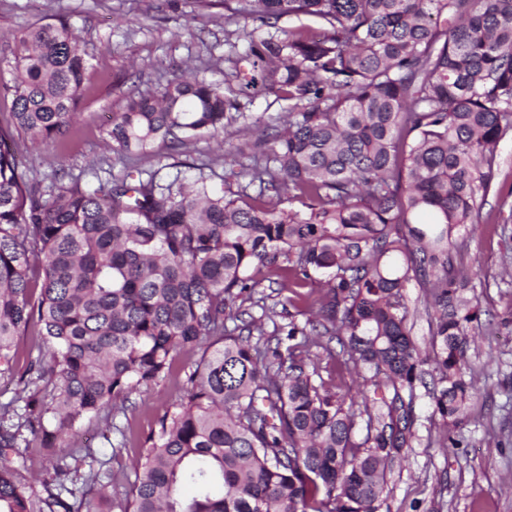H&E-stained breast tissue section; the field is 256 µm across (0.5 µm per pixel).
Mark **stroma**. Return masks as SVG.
Returning a JSON list of instances; mask_svg holds the SVG:
<instances>
[{
  "label": "stroma",
  "mask_w": 512,
  "mask_h": 512,
  "mask_svg": "<svg viewBox=\"0 0 512 512\" xmlns=\"http://www.w3.org/2000/svg\"><path fill=\"white\" fill-rule=\"evenodd\" d=\"M61 19L87 53L80 117L66 141L19 138L20 171L46 190L55 184L60 157L67 180L84 187L96 185L95 170L120 175L126 161L108 147L113 112L127 92L156 91L190 65L197 77L222 84L225 96L236 99L232 124L221 140L202 136L180 148L158 145L136 163L165 179L178 173L190 178L196 166L211 165L216 188L236 197L240 163L254 155L259 139L281 128L292 103L233 77L231 61L246 43L226 21L224 0H0V60L11 56L13 32ZM495 182L497 191L489 195L479 223L461 229L463 246L454 255L455 266L469 272L465 295L479 311L465 368L475 390L461 423L445 430L432 415L424 387H417V437L387 476L380 512H512V276L504 269L512 254V213L500 208L497 197L512 189L511 135L499 145ZM201 355L197 348L179 350L172 373L135 397L126 413L109 422L83 418L64 436L73 447L91 445L112 473V496L101 502V512H120L118 502L135 479L139 438L157 429ZM445 432L456 447L439 448Z\"/></svg>",
  "instance_id": "obj_1"
}]
</instances>
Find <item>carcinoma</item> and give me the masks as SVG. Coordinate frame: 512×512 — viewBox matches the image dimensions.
<instances>
[{"label": "carcinoma", "instance_id": "1", "mask_svg": "<svg viewBox=\"0 0 512 512\" xmlns=\"http://www.w3.org/2000/svg\"><path fill=\"white\" fill-rule=\"evenodd\" d=\"M226 19L314 16L247 42L234 76L302 105L240 164L255 197L129 166L93 187L49 194L19 172L15 135L67 139L87 61L60 21L20 31L0 126V373L19 336L28 362L0 404V512H98L109 497L93 449L56 440L85 417L125 412L166 377L174 353L203 350L183 396L145 437L121 512H379L388 463L415 438L417 384L430 377L440 447L455 444L470 386L462 375L477 309L453 276L454 233L476 224L498 147L512 133V0H224ZM238 109L195 76L128 92L109 146L137 156L224 132ZM297 200L303 209L285 208ZM274 271L303 325L267 332L244 319L257 274ZM318 284V295L298 292ZM425 290L424 352L406 288ZM234 327L228 328L227 322ZM257 340H252V337ZM337 341L372 394L326 386L320 348ZM41 434L51 478L38 491L12 456Z\"/></svg>", "mask_w": 512, "mask_h": 512}]
</instances>
